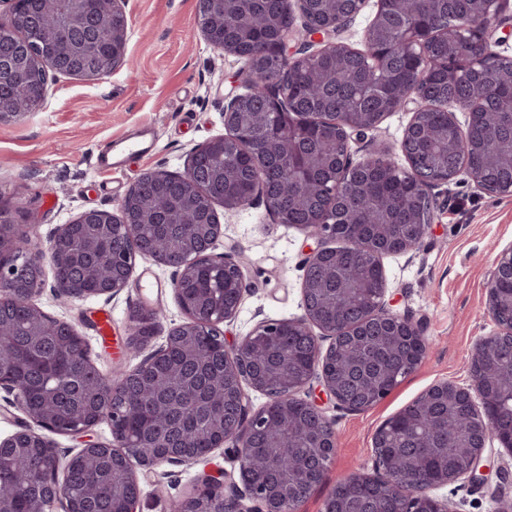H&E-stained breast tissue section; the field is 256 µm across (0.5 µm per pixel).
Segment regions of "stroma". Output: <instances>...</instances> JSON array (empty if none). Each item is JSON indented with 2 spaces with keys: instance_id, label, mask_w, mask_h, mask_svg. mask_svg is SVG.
Returning <instances> with one entry per match:
<instances>
[{
  "instance_id": "1",
  "label": "stroma",
  "mask_w": 512,
  "mask_h": 512,
  "mask_svg": "<svg viewBox=\"0 0 512 512\" xmlns=\"http://www.w3.org/2000/svg\"><path fill=\"white\" fill-rule=\"evenodd\" d=\"M197 7L198 0H126L129 38L122 66L96 81L50 73L39 111L0 119V201L10 203L17 223L37 226L41 248H48L58 225L88 208L115 210L144 172L183 171L195 145L223 134L224 102L242 90L233 81L240 65L204 43ZM415 109L410 102L386 115L376 128L351 141L353 155L387 151L398 166H405L399 145ZM142 124L156 130L154 153L133 158L112 174L99 173L94 156L101 143ZM431 194L435 224L419 249L381 259L388 300L394 310L411 312L420 322L429 354L390 394L365 410L341 409L323 400L336 449L323 482L297 512H321L336 483L348 474H375L372 440L377 429L438 382L469 386L470 353L496 330L487 314L486 284L496 256L512 248V196L480 191L466 175L433 187ZM217 215L223 234L216 251L238 262L251 285L237 316L223 325L227 341L247 335L264 320L301 317L304 234L276 223L259 200L246 211L221 209ZM172 280L171 268L147 257L138 259L127 288L116 296L65 299L49 275L35 301L85 336L94 365L108 376L114 367L132 369L144 358L125 349L134 306L142 303L158 312L152 341L156 348L183 322ZM100 310L112 315L106 343L89 326ZM236 473L233 452L225 447L195 464L162 466L140 480L141 512H170L204 475ZM435 495L454 512H494L497 498L512 501V486L498 491L457 481L436 489Z\"/></svg>"
}]
</instances>
